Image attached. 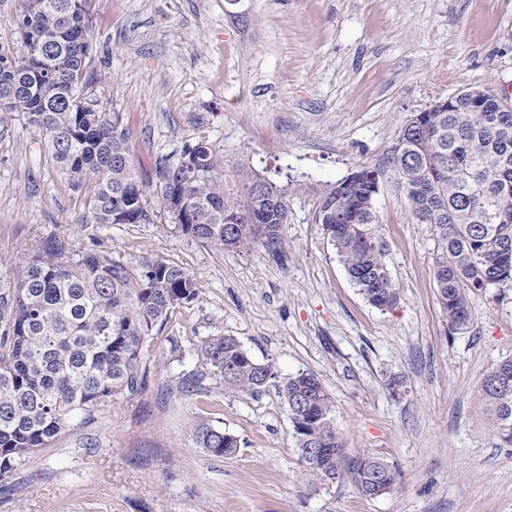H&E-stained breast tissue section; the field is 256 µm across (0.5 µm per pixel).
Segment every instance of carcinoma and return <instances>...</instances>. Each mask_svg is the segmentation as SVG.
Masks as SVG:
<instances>
[{"label":"carcinoma","mask_w":512,"mask_h":512,"mask_svg":"<svg viewBox=\"0 0 512 512\" xmlns=\"http://www.w3.org/2000/svg\"><path fill=\"white\" fill-rule=\"evenodd\" d=\"M88 0H22L14 19L25 46L16 57L0 48V94L47 138L62 173L93 189L97 224L151 222L148 196L157 198L183 235L232 249L263 248L283 257L289 188L246 175L240 187L224 181V155L205 140L188 141L172 161L158 157L144 177L120 117L88 101ZM392 169L416 223L435 234L433 270L454 331L473 320L471 295L512 282V204L503 221L490 218L505 192L512 197V107L489 93L480 108L459 99L442 112H416L402 127ZM357 168L318 197L315 223L335 247L360 293L387 310L400 288L386 265L387 244L373 200L375 173ZM197 295L190 271L161 257L130 266L104 250L73 258L61 241H46L0 283V492L32 455L48 447L73 415L95 419L117 398L144 390L142 349L153 326ZM198 356L229 394H258L274 385L288 408L306 486L318 492L343 480L380 497L397 483L396 468L365 453L346 462L335 403L313 373L279 377L255 361L232 336H212ZM481 414L502 448L512 447V360L492 367L477 390ZM197 447L233 455L239 438L201 418ZM318 448L320 453L308 449Z\"/></svg>","instance_id":"cac0c4a2"}]
</instances>
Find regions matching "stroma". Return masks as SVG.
Segmentation results:
<instances>
[{
  "instance_id": "stroma-1",
  "label": "stroma",
  "mask_w": 512,
  "mask_h": 512,
  "mask_svg": "<svg viewBox=\"0 0 512 512\" xmlns=\"http://www.w3.org/2000/svg\"><path fill=\"white\" fill-rule=\"evenodd\" d=\"M91 97L119 114L143 174L191 139L213 143L235 185L290 186L284 257L179 233L158 200L148 224H98L92 197L57 168L19 112H0V257L47 238L70 251L152 255L186 267L198 294L142 352L146 388L74 418L19 468L0 512H512V447L479 412L484 374L512 359V283L471 297L453 331L434 282L435 239L390 168L409 117L466 89L512 105V0H90ZM359 166L381 172L374 209L400 288L389 311L350 281L314 218L318 190ZM235 337L281 375L313 373L333 396L348 459L370 452L401 477L370 498L351 482L307 494L276 387L231 395L206 377L209 336ZM400 377V394L388 381ZM205 417L236 454L197 448Z\"/></svg>"
}]
</instances>
